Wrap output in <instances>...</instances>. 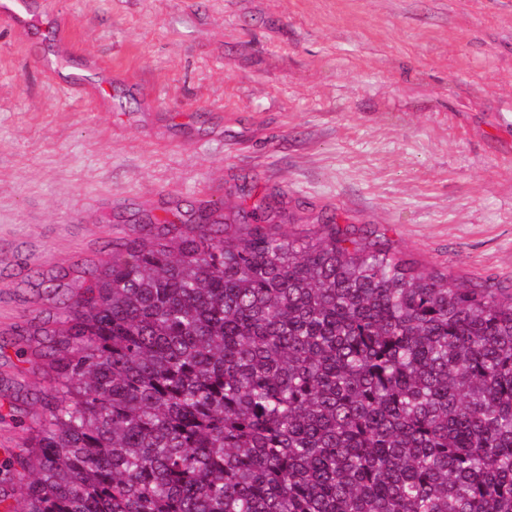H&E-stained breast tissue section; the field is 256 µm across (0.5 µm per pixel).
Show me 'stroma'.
Returning a JSON list of instances; mask_svg holds the SVG:
<instances>
[{
    "label": "stroma",
    "mask_w": 512,
    "mask_h": 512,
    "mask_svg": "<svg viewBox=\"0 0 512 512\" xmlns=\"http://www.w3.org/2000/svg\"><path fill=\"white\" fill-rule=\"evenodd\" d=\"M51 2L59 45L0 24L7 503L70 296L46 282L147 218L210 201L230 223L267 196L278 231L332 216L418 271L512 289V0ZM57 51L55 82L40 60ZM97 56L109 75L87 72Z\"/></svg>",
    "instance_id": "obj_1"
}]
</instances>
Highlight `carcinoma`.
<instances>
[{
    "instance_id": "carcinoma-1",
    "label": "carcinoma",
    "mask_w": 512,
    "mask_h": 512,
    "mask_svg": "<svg viewBox=\"0 0 512 512\" xmlns=\"http://www.w3.org/2000/svg\"><path fill=\"white\" fill-rule=\"evenodd\" d=\"M276 216L193 205L72 279L22 512H512V290Z\"/></svg>"
}]
</instances>
